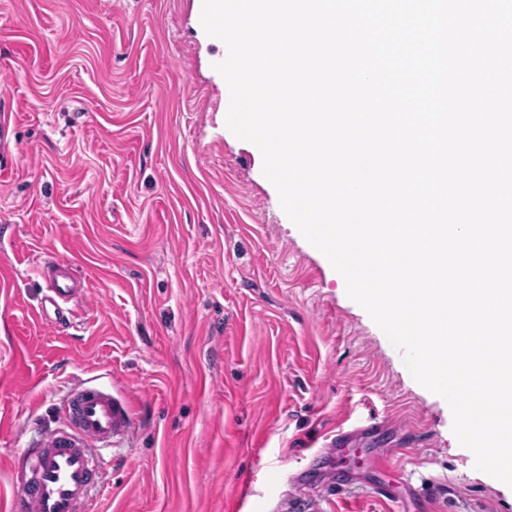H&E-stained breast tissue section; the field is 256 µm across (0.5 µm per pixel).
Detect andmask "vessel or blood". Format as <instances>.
<instances>
[{
    "label": "vessel or blood",
    "instance_id": "obj_1",
    "mask_svg": "<svg viewBox=\"0 0 512 512\" xmlns=\"http://www.w3.org/2000/svg\"><path fill=\"white\" fill-rule=\"evenodd\" d=\"M42 274L48 284L46 300L53 307L84 298V286L70 263H45ZM66 412L70 432L23 451L32 461L33 474L17 504L19 512H82L98 486L93 466L97 451L108 449L129 425L126 405L96 386L75 388Z\"/></svg>",
    "mask_w": 512,
    "mask_h": 512
}]
</instances>
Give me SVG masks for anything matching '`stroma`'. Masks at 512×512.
Masks as SVG:
<instances>
[{"label": "stroma", "instance_id": "1", "mask_svg": "<svg viewBox=\"0 0 512 512\" xmlns=\"http://www.w3.org/2000/svg\"><path fill=\"white\" fill-rule=\"evenodd\" d=\"M201 8L0 0V512L14 457L66 428L83 382L130 408L98 512H512L227 128L228 49ZM52 260L86 287L71 326L39 317ZM340 424L364 433L322 455ZM336 469L348 485L315 487Z\"/></svg>", "mask_w": 512, "mask_h": 512}]
</instances>
